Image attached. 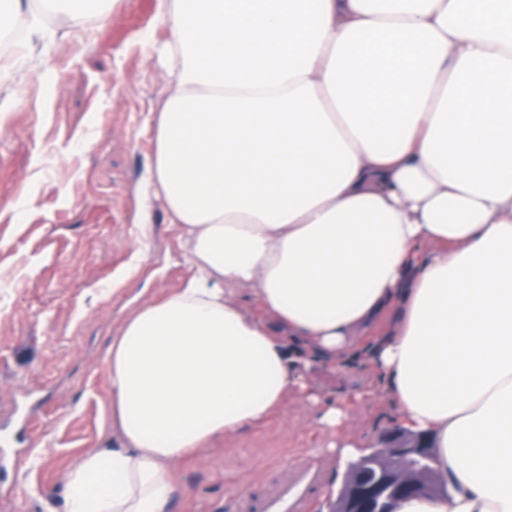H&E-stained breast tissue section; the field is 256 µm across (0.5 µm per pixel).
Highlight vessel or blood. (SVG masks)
I'll use <instances>...</instances> for the list:
<instances>
[{
  "label": "vessel or blood",
  "mask_w": 512,
  "mask_h": 512,
  "mask_svg": "<svg viewBox=\"0 0 512 512\" xmlns=\"http://www.w3.org/2000/svg\"><path fill=\"white\" fill-rule=\"evenodd\" d=\"M323 472L313 455H295L277 478L262 489L248 486L230 498L233 512H313L316 490Z\"/></svg>",
  "instance_id": "obj_1"
}]
</instances>
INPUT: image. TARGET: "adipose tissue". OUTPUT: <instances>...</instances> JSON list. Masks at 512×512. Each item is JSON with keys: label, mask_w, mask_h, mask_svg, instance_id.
I'll list each match as a JSON object with an SVG mask.
<instances>
[{"label": "adipose tissue", "mask_w": 512, "mask_h": 512, "mask_svg": "<svg viewBox=\"0 0 512 512\" xmlns=\"http://www.w3.org/2000/svg\"><path fill=\"white\" fill-rule=\"evenodd\" d=\"M153 191L190 274L105 360L115 449L63 512H169L177 463L374 336L451 499L512 512V0H172ZM249 290L261 314L239 295ZM351 395L327 408L338 465Z\"/></svg>", "instance_id": "obj_1"}]
</instances>
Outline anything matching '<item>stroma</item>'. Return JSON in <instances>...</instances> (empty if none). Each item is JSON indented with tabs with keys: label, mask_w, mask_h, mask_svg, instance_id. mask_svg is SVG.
<instances>
[{
	"label": "stroma",
	"mask_w": 512,
	"mask_h": 512,
	"mask_svg": "<svg viewBox=\"0 0 512 512\" xmlns=\"http://www.w3.org/2000/svg\"><path fill=\"white\" fill-rule=\"evenodd\" d=\"M23 19L0 82V512H61L84 449L118 442L103 367L113 336L189 269L162 200L143 197L168 95L158 0H109L73 26L31 2ZM48 43L59 51L31 72ZM356 342V357L315 362L306 380L330 404L363 394L348 432L373 448L396 430L395 408L370 337ZM330 442L316 410L288 395L264 423L179 464L171 512H226L232 491L298 449L319 457L338 494Z\"/></svg>",
	"instance_id": "stroma-1"
}]
</instances>
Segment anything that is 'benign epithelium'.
Here are the masks:
<instances>
[{
    "instance_id": "obj_1",
    "label": "benign epithelium",
    "mask_w": 512,
    "mask_h": 512,
    "mask_svg": "<svg viewBox=\"0 0 512 512\" xmlns=\"http://www.w3.org/2000/svg\"><path fill=\"white\" fill-rule=\"evenodd\" d=\"M417 435L386 438L379 448H366L346 470V479L328 512H395L405 494L451 499Z\"/></svg>"
}]
</instances>
